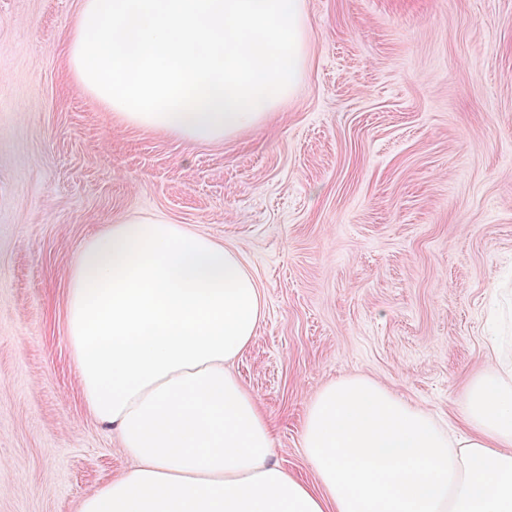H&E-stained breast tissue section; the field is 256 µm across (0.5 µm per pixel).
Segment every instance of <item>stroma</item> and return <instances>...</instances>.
Wrapping results in <instances>:
<instances>
[{"mask_svg":"<svg viewBox=\"0 0 512 512\" xmlns=\"http://www.w3.org/2000/svg\"><path fill=\"white\" fill-rule=\"evenodd\" d=\"M80 0H0V512H76L133 465L87 411L66 327L82 245L160 216L236 251L265 314L233 369L301 448L324 385L365 376L440 416L512 363V0H304L302 77L193 142L120 123L68 61Z\"/></svg>","mask_w":512,"mask_h":512,"instance_id":"1","label":"stroma"}]
</instances>
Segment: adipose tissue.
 <instances>
[{
  "label": "adipose tissue",
  "instance_id": "ef3b65f1",
  "mask_svg": "<svg viewBox=\"0 0 512 512\" xmlns=\"http://www.w3.org/2000/svg\"><path fill=\"white\" fill-rule=\"evenodd\" d=\"M263 316L240 256L183 225L133 217L85 242L68 338L89 413L135 464L78 512H512V369L470 383L457 436L371 379L327 384L303 423L309 482L231 369Z\"/></svg>",
  "mask_w": 512,
  "mask_h": 512
}]
</instances>
